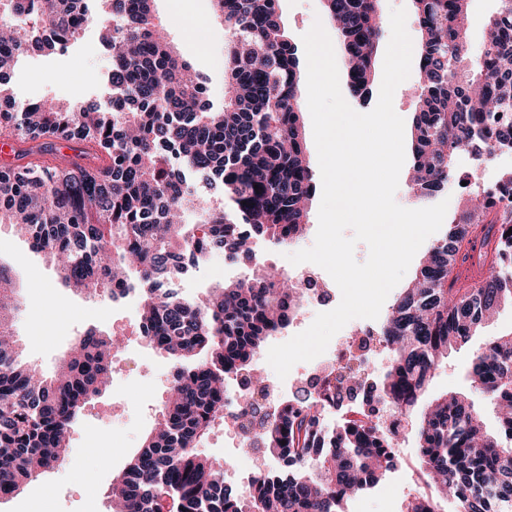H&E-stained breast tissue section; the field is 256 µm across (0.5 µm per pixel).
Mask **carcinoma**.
<instances>
[{
	"mask_svg": "<svg viewBox=\"0 0 512 512\" xmlns=\"http://www.w3.org/2000/svg\"><path fill=\"white\" fill-rule=\"evenodd\" d=\"M16 17L0 22V133L19 144L0 166V224H12L53 263L68 288L112 299L138 293L143 336L176 362L160 418L108 489L112 512H346L348 500L394 465L398 433L363 413L329 429L327 404L353 401L359 371L306 383L268 410L254 357L296 318L302 291L263 269L209 289L200 302L166 289L186 264L216 251L248 256L266 235L293 243L309 223L313 182L304 146L297 48L284 35L279 0H212L232 31L224 46V104L208 78L167 41L156 0H102L112 25L102 42L112 86L122 97L91 104L20 105L9 80L29 51L51 55L76 41L96 15L85 0H6ZM482 50L469 42V0H414L421 44L419 94L411 129L409 188L422 203L448 187L461 153L512 152V0H496ZM339 31L347 86L366 98L383 29L374 0H324ZM84 144L79 161L53 140ZM220 191L224 205L193 183ZM497 196L462 198L445 235L430 247L378 330L392 356L374 382L379 400L415 409L448 352L502 305L512 304V215ZM10 271L0 265V500L64 463L80 409L112 378L117 340L88 329L44 376L20 357ZM259 399L237 416L251 448L283 463L253 477L243 494L222 466L194 451L224 417L228 376ZM471 386L499 411L486 430L464 397L441 396L419 415V478L425 490L405 512H512V332L474 355Z\"/></svg>",
	"mask_w": 512,
	"mask_h": 512,
	"instance_id": "1",
	"label": "carcinoma"
}]
</instances>
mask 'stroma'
Instances as JSON below:
<instances>
[{
    "label": "stroma",
    "mask_w": 512,
    "mask_h": 512,
    "mask_svg": "<svg viewBox=\"0 0 512 512\" xmlns=\"http://www.w3.org/2000/svg\"><path fill=\"white\" fill-rule=\"evenodd\" d=\"M279 7L286 35L297 46L315 19L325 14L323 0H280ZM157 9L177 53L209 76L212 97L215 102H222L224 45L230 35L215 17L211 0H158ZM111 68L112 59L100 41L97 27L92 26L65 51L22 56L9 85L21 104L106 100L113 96ZM319 206V201H312L308 230L301 240L284 247L258 237L252 256L232 261L226 260L223 253H215L197 267L193 279L184 286L183 295L193 298L216 284L247 277L258 264L285 277L295 276L298 268L285 254L313 245ZM0 264L11 268L15 281L18 308L14 329L22 343V355L45 374H53L62 356L89 328H98L121 340L114 363V385L81 410L71 430L66 463L45 472L13 498L0 501V512H107V491L113 477L141 448L167 397L172 362L142 338L136 299L115 303L70 292L44 256L6 224L0 225ZM511 329L512 307L507 305L439 364L425 399L446 393L464 395L482 414L488 431H496L498 420L493 407L470 386L466 370L474 354L489 340ZM417 425L416 414L404 416L393 467L376 487L352 498L354 512H404L417 478ZM196 451L225 464L230 483L247 491L243 472L246 456L235 430L214 425Z\"/></svg>",
    "instance_id": "obj_1"
}]
</instances>
